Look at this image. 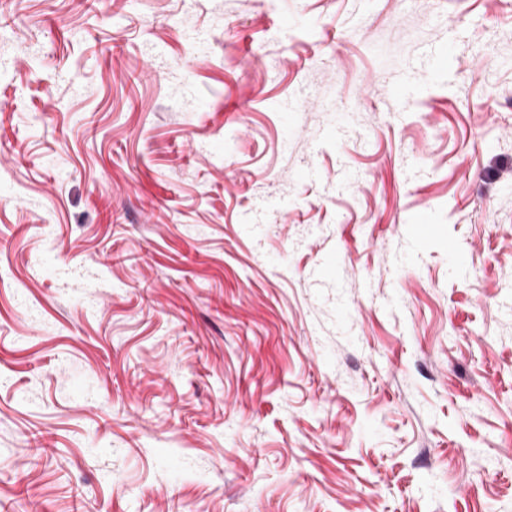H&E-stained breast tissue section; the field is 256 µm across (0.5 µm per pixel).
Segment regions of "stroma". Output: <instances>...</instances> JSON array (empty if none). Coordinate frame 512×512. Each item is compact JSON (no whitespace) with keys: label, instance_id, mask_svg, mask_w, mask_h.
I'll return each instance as SVG.
<instances>
[{"label":"stroma","instance_id":"obj_1","mask_svg":"<svg viewBox=\"0 0 512 512\" xmlns=\"http://www.w3.org/2000/svg\"><path fill=\"white\" fill-rule=\"evenodd\" d=\"M0 512H512V0H0Z\"/></svg>","mask_w":512,"mask_h":512}]
</instances>
